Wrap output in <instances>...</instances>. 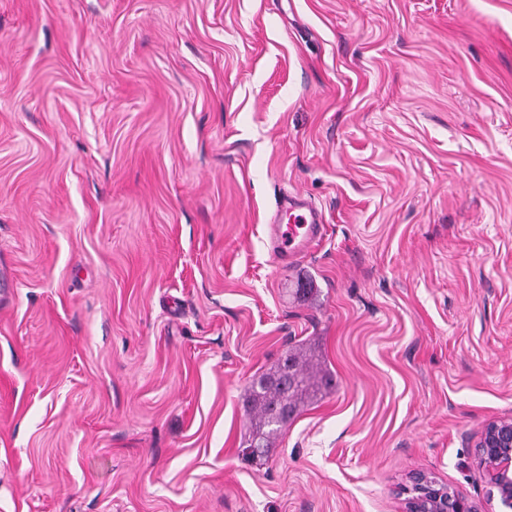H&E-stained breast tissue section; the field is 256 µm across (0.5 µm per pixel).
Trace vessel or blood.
<instances>
[{
    "label": "vessel or blood",
    "instance_id": "1",
    "mask_svg": "<svg viewBox=\"0 0 512 512\" xmlns=\"http://www.w3.org/2000/svg\"><path fill=\"white\" fill-rule=\"evenodd\" d=\"M272 230L274 254L281 258H294L301 255L319 235V218L305 201L296 199L289 202L284 213L274 220Z\"/></svg>",
    "mask_w": 512,
    "mask_h": 512
}]
</instances>
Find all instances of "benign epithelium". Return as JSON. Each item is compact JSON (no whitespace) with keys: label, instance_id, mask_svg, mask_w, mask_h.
<instances>
[{"label":"benign epithelium","instance_id":"benign-epithelium-1","mask_svg":"<svg viewBox=\"0 0 512 512\" xmlns=\"http://www.w3.org/2000/svg\"><path fill=\"white\" fill-rule=\"evenodd\" d=\"M474 447L475 463L488 479L490 497L504 512H512V416L488 421ZM399 494L405 496L403 512H479L473 501L460 493L448 495V485L424 471L410 473Z\"/></svg>","mask_w":512,"mask_h":512}]
</instances>
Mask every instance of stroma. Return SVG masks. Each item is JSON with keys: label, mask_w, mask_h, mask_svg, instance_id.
Returning <instances> with one entry per match:
<instances>
[{"label": "stroma", "mask_w": 512, "mask_h": 512, "mask_svg": "<svg viewBox=\"0 0 512 512\" xmlns=\"http://www.w3.org/2000/svg\"><path fill=\"white\" fill-rule=\"evenodd\" d=\"M2 268L0 512H500L512 0H0ZM303 342L336 387L252 455ZM272 230L274 254L280 258H295L319 235V218L316 211L305 201L295 199L273 221ZM474 448L475 463L489 485V495L512 511V416L505 415L488 421L479 433ZM399 494L406 495L403 512H479L478 506L460 493L448 497V485L424 471L410 473Z\"/></svg>", "instance_id": "35a3bbf8"}]
</instances>
